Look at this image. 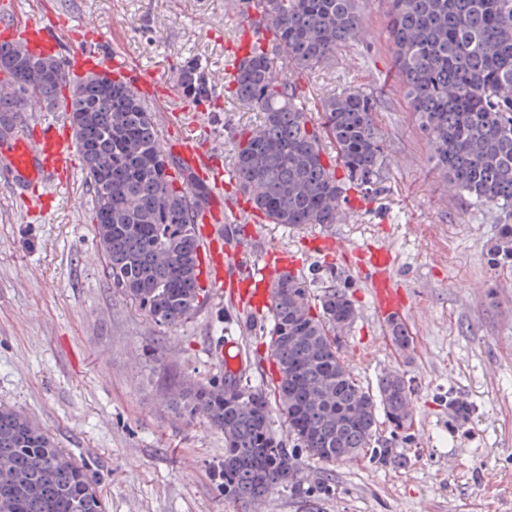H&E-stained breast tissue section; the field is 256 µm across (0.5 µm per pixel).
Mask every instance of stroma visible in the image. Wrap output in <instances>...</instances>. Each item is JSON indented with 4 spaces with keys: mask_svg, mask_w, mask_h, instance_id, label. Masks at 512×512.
<instances>
[{
    "mask_svg": "<svg viewBox=\"0 0 512 512\" xmlns=\"http://www.w3.org/2000/svg\"><path fill=\"white\" fill-rule=\"evenodd\" d=\"M102 31L101 51H125L146 74L176 81L180 64L205 67L224 89L228 45L238 32L236 0H17ZM362 43L334 65L304 72L309 112L346 89L377 98L388 149L385 189L321 232L362 246L387 244L394 275L413 305L414 353L404 359L375 314L364 283L341 261L306 258L298 272L314 294L345 290L356 317L341 337L355 378L375 389L397 370L414 396L405 462L366 456L329 467L334 485L319 512H512V269H490L499 212L449 192L394 78L388 0H362ZM258 114L222 99L184 132L229 151ZM93 193L82 172L44 214L27 213L0 174V404L47 429L96 481L106 512H240L217 489L224 436L166 404L172 380L222 381L214 343L237 340L247 374L265 385L275 371L268 338L246 323L210 282L187 320L161 328L112 288L97 244ZM470 416L457 422L455 403Z\"/></svg>",
    "mask_w": 512,
    "mask_h": 512,
    "instance_id": "obj_1",
    "label": "stroma"
}]
</instances>
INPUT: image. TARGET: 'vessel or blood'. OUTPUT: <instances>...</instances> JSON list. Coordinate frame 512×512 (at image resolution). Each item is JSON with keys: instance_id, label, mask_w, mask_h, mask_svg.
Masks as SVG:
<instances>
[{"instance_id": "vessel-or-blood-1", "label": "vessel or blood", "mask_w": 512, "mask_h": 512, "mask_svg": "<svg viewBox=\"0 0 512 512\" xmlns=\"http://www.w3.org/2000/svg\"><path fill=\"white\" fill-rule=\"evenodd\" d=\"M83 40L75 43L65 59L68 80L89 73L105 72L115 80L130 83L140 97L159 106L158 123L181 120L178 112L166 111L175 100L173 86L138 70L123 53L108 56L97 47L99 31L82 25ZM62 27L52 12L37 18H22L15 0H0V43L19 45L30 53L57 57ZM165 152L174 154L180 166L208 190L199 202L200 228L196 232L198 257L203 275L224 293L228 301L251 318L262 317L270 305V286L293 265L287 250L265 246L260 255L248 253L257 242L260 226L267 218L243 195L233 193L235 182L230 167L221 164L219 154L209 143L195 136H184L163 143ZM74 169L67 122H42L24 119L8 139L0 140V171L5 172L18 196H31L40 188L60 191L68 187ZM232 224L233 240L225 242L220 224ZM314 244L327 256L351 258V270L369 289L374 309L385 320L405 319L409 303L394 285V256L383 245L354 247L334 234H314Z\"/></svg>"}]
</instances>
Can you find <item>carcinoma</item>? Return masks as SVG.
I'll list each match as a JSON object with an SVG mask.
<instances>
[{
  "instance_id": "1",
  "label": "carcinoma",
  "mask_w": 512,
  "mask_h": 512,
  "mask_svg": "<svg viewBox=\"0 0 512 512\" xmlns=\"http://www.w3.org/2000/svg\"><path fill=\"white\" fill-rule=\"evenodd\" d=\"M268 38L256 41L224 90L260 112L241 132L231 168L239 190L274 224H334L347 189L366 198L384 190L386 144L375 122L376 100L342 92L325 100L320 121L302 110V90L288 76L336 60L361 42L359 0H260ZM387 32L394 68L435 167L448 191L476 207L501 211L505 224L492 252L512 261V0H389ZM65 84L63 61L0 45V125L38 108L51 109ZM177 86L191 106H218L201 64L178 68ZM69 113L85 180L94 197L93 221L108 274L123 298L158 326L173 327L199 306L194 211L208 190L162 152L151 110L124 84L90 76L72 88ZM329 138L336 154L324 150ZM344 178L336 177V167ZM299 277L275 284L269 308V359L274 395L296 441L286 447L272 431L268 393L240 372L206 386L174 382L168 405L202 418L224 435L218 487L245 506L279 488L297 501L330 494L323 478H288L298 453L332 465L361 455L381 465L404 458L379 443L380 417L391 433L409 438L412 391L398 371L364 389L341 353L336 331L355 308L340 288L323 291L317 314ZM393 346L411 339L390 324ZM0 512H106L83 466L56 447L46 430L0 404Z\"/></svg>"
}]
</instances>
